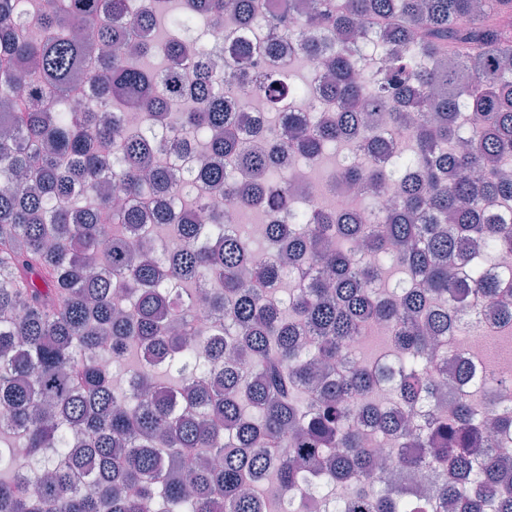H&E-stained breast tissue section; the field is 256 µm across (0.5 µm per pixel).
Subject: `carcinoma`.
<instances>
[{
  "instance_id": "carcinoma-1",
  "label": "carcinoma",
  "mask_w": 512,
  "mask_h": 512,
  "mask_svg": "<svg viewBox=\"0 0 512 512\" xmlns=\"http://www.w3.org/2000/svg\"><path fill=\"white\" fill-rule=\"evenodd\" d=\"M28 2L0 0V437L37 467L0 448V512H268L246 490L267 480L279 512H512V405L497 398L512 375L465 362L439 378L448 332L470 329L456 313L486 302L512 328V272L484 273L512 250V0H288L304 9L292 32L257 0H180L162 43L165 0H40L24 37ZM197 16L271 41L218 69ZM280 36L326 67L336 111L284 112L310 86L246 74ZM379 47L385 68L360 74ZM155 54L161 70L141 67ZM24 66L39 80L19 95ZM78 76L92 105L75 112ZM241 76L277 114L252 143ZM329 145L348 148L339 187L370 206L296 208L278 158L315 164ZM159 150L204 160L175 169ZM200 185L270 220L268 264ZM390 186L395 206L364 223ZM172 188L191 202L148 211ZM386 266L404 277L381 285ZM377 324L394 361L360 355ZM380 385L395 406L371 398ZM381 453L433 488L365 481Z\"/></svg>"
}]
</instances>
